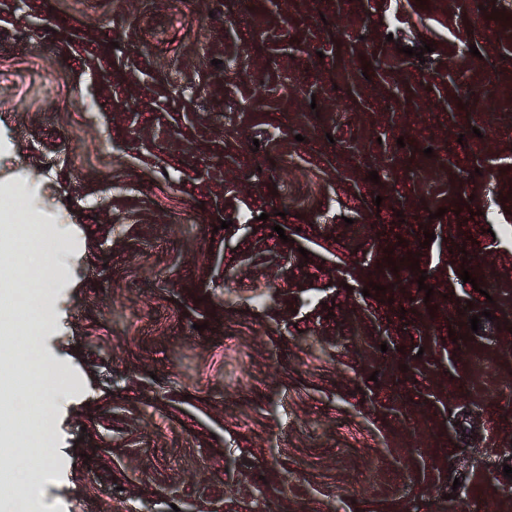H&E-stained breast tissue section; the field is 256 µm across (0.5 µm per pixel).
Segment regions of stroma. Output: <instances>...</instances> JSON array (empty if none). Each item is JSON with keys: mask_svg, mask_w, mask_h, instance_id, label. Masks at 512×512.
<instances>
[{"mask_svg": "<svg viewBox=\"0 0 512 512\" xmlns=\"http://www.w3.org/2000/svg\"><path fill=\"white\" fill-rule=\"evenodd\" d=\"M2 191L53 234L41 360L70 391L16 496L512 512V0H0ZM30 269L0 235L20 474ZM34 447L38 449L31 454L28 460V468L34 475L40 476L45 471L46 460L54 452V448H51L49 442L45 440L44 430L41 431V435L34 442Z\"/></svg>", "mask_w": 512, "mask_h": 512, "instance_id": "obj_1", "label": "stroma"}]
</instances>
